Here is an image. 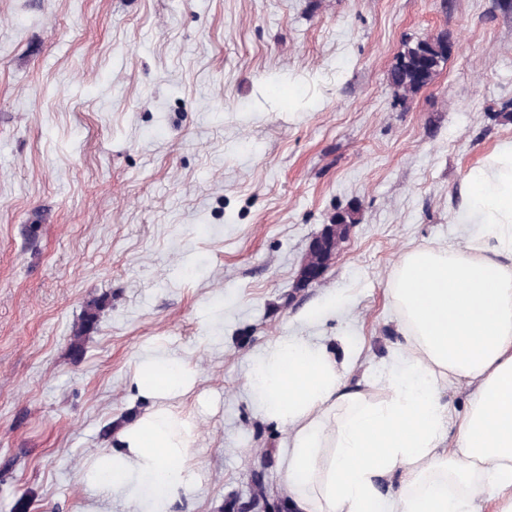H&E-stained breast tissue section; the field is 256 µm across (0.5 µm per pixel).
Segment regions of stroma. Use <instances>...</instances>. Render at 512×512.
Masks as SVG:
<instances>
[{"instance_id":"35a3bbf8","label":"stroma","mask_w":512,"mask_h":512,"mask_svg":"<svg viewBox=\"0 0 512 512\" xmlns=\"http://www.w3.org/2000/svg\"><path fill=\"white\" fill-rule=\"evenodd\" d=\"M437 32L447 62L401 97L393 65ZM508 142L512 0H0V512H127L81 471L149 407L153 355L198 372L190 512L262 467L282 488L288 434L246 384L262 348L343 336L378 378L398 262L475 232L462 181Z\"/></svg>"}]
</instances>
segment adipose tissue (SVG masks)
I'll list each match as a JSON object with an SVG mask.
<instances>
[{"label": "adipose tissue", "instance_id": "1", "mask_svg": "<svg viewBox=\"0 0 512 512\" xmlns=\"http://www.w3.org/2000/svg\"><path fill=\"white\" fill-rule=\"evenodd\" d=\"M457 223L480 231L455 249L419 247L398 263L389 295L404 343L374 388L348 384L355 354L281 335L263 347L247 383L262 415L287 431L283 472L291 512H512V144L492 151L463 183ZM197 371L166 356L134 369L153 401L81 475L102 496L124 492L155 512L199 482L195 420L175 406ZM472 387L455 417L445 386Z\"/></svg>", "mask_w": 512, "mask_h": 512}]
</instances>
